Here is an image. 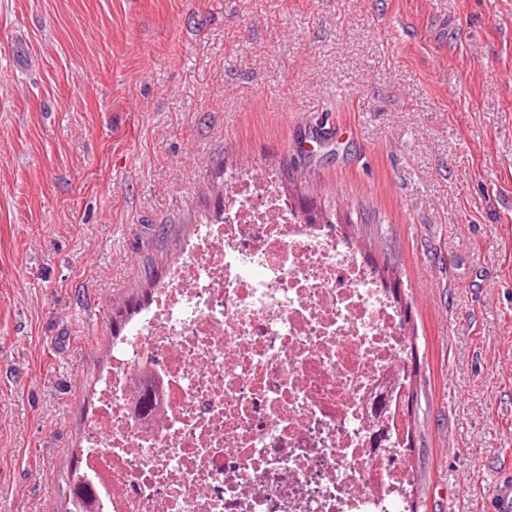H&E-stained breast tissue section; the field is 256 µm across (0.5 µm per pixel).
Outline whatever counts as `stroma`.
Masks as SVG:
<instances>
[{
	"mask_svg": "<svg viewBox=\"0 0 512 512\" xmlns=\"http://www.w3.org/2000/svg\"><path fill=\"white\" fill-rule=\"evenodd\" d=\"M398 264L420 512L512 462V0H0V512H68L112 340L226 170Z\"/></svg>",
	"mask_w": 512,
	"mask_h": 512,
	"instance_id": "35a3bbf8",
	"label": "stroma"
}]
</instances>
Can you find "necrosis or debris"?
Returning <instances> with one entry per match:
<instances>
[{"mask_svg": "<svg viewBox=\"0 0 512 512\" xmlns=\"http://www.w3.org/2000/svg\"><path fill=\"white\" fill-rule=\"evenodd\" d=\"M224 182L112 341L82 456L97 512H407L409 338L390 288L274 165Z\"/></svg>", "mask_w": 512, "mask_h": 512, "instance_id": "necrosis-or-debris-1", "label": "necrosis or debris"}]
</instances>
